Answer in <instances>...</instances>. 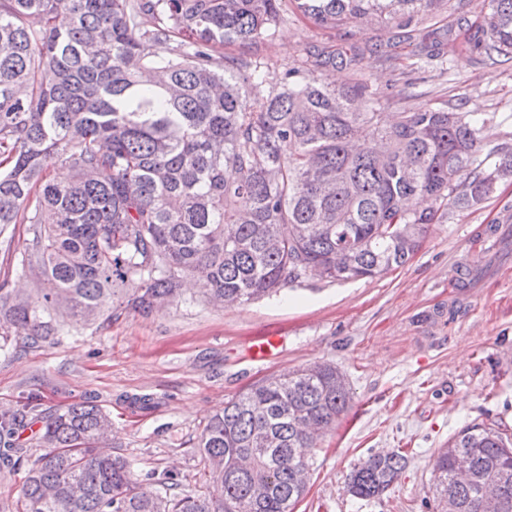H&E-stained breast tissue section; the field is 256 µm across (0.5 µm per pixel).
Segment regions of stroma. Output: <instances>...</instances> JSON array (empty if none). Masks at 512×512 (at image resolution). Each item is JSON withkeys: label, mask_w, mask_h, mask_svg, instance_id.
Listing matches in <instances>:
<instances>
[{"label": "stroma", "mask_w": 512, "mask_h": 512, "mask_svg": "<svg viewBox=\"0 0 512 512\" xmlns=\"http://www.w3.org/2000/svg\"><path fill=\"white\" fill-rule=\"evenodd\" d=\"M483 0L459 12L432 10L444 68L419 67L401 53L386 60L393 35L361 25L329 31L284 4L283 23L261 54L277 70L294 65L311 45L349 42L363 52L375 85L409 79L411 95L382 101L383 112L448 105L493 112L486 147L512 148V62L482 65L465 47ZM61 342L29 344L18 336L0 351V409L31 404L19 442L27 453L0 469V512H15L25 473L40 454L46 416L83 400L112 417L115 451L138 480L176 475L180 491H197L204 471L197 439L225 402L254 382L329 362L345 375L351 407L320 440L303 498L294 512H428L432 459L469 424L512 436V181L480 206L453 211L431 225L419 250L382 278L327 282L309 275L278 293L232 308L201 302L194 289L147 315L104 324L69 321ZM280 337L275 357L252 361L260 336ZM151 405L132 410V398ZM403 449L408 463L389 491L360 499L346 490L370 456Z\"/></svg>", "instance_id": "35a3bbf8"}]
</instances>
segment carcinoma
<instances>
[{
	"mask_svg": "<svg viewBox=\"0 0 512 512\" xmlns=\"http://www.w3.org/2000/svg\"><path fill=\"white\" fill-rule=\"evenodd\" d=\"M284 0H0V233L28 225L18 272L31 306L0 286V350L37 345L66 319L110 322L180 297L230 307L313 274L374 279L404 265L429 226L488 200L512 178V152L481 156L495 113L430 106L377 111L350 48L308 50L286 71L224 52L259 53ZM472 49L512 61V0H486ZM453 0H291L325 30L408 28ZM344 66L355 81L324 80ZM63 169L53 177L50 170ZM352 403L344 377L315 364L262 380L224 404L195 445L206 492L143 488L105 451L112 419L92 401L48 416L16 512H293L313 448ZM26 411L0 413L4 459L21 457ZM469 466L465 481L456 464ZM407 464L377 455L348 491L379 498ZM433 512H512V438L483 424L448 438L433 462Z\"/></svg>",
	"mask_w": 512,
	"mask_h": 512,
	"instance_id": "carcinoma-1",
	"label": "carcinoma"
}]
</instances>
